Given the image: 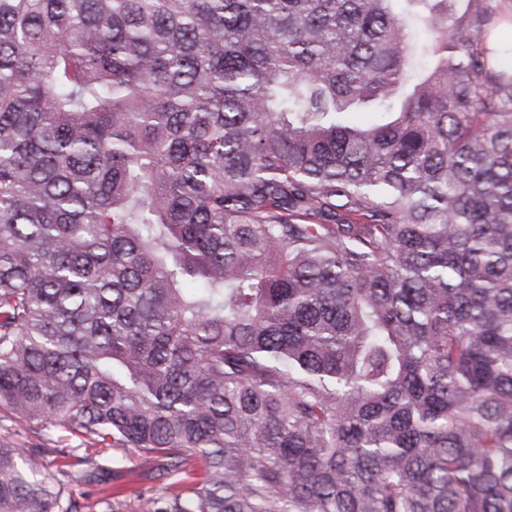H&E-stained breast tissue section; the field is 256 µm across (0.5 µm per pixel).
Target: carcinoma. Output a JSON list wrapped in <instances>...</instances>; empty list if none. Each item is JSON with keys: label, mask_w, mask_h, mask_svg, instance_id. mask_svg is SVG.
I'll list each match as a JSON object with an SVG mask.
<instances>
[{"label": "carcinoma", "mask_w": 512, "mask_h": 512, "mask_svg": "<svg viewBox=\"0 0 512 512\" xmlns=\"http://www.w3.org/2000/svg\"><path fill=\"white\" fill-rule=\"evenodd\" d=\"M394 2L0 0V413L63 432L0 512L126 446L136 512H512V9Z\"/></svg>", "instance_id": "cac0c4a2"}]
</instances>
